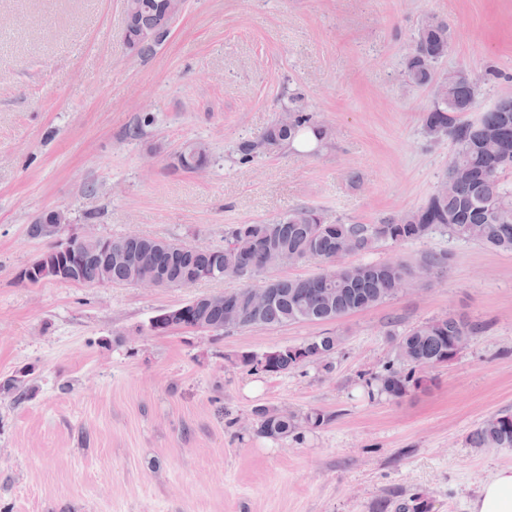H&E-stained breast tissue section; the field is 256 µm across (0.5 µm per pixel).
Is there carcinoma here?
I'll return each instance as SVG.
<instances>
[{
	"label": "carcinoma",
	"mask_w": 512,
	"mask_h": 512,
	"mask_svg": "<svg viewBox=\"0 0 512 512\" xmlns=\"http://www.w3.org/2000/svg\"><path fill=\"white\" fill-rule=\"evenodd\" d=\"M137 23L123 30V41L137 40L143 31L156 38L143 44L139 54L152 52L171 29L163 0H125ZM451 31L443 19L430 15L420 25L414 44L402 63L408 83L429 87L433 102L422 114L423 127L433 137H446L455 147L443 179L452 181L446 191L435 190L417 209L377 224H347L330 220L314 207L296 208L288 215L258 224H230L221 246L186 248L183 243L149 237L109 238L112 262L96 246L79 247L71 256L48 252L57 262L67 263L71 282L97 284L106 278L114 285H135L152 272L167 279V286L195 284L207 275L251 279L267 270L270 254L291 255L298 262L317 261L322 272L307 278H275L264 287L273 290L268 303L251 309L246 298L251 288L224 293V303L212 304L197 297L182 305L181 328L206 326L217 334L230 329L276 326L290 323L334 322L344 316L381 304L399 294L404 278L418 275L431 280L448 271V254L429 252L411 265L402 260L349 266L336 264V243H351V253L372 250L381 241L414 242L434 232L476 241L489 248L512 252V185L503 173L512 169V97L497 100L479 119L462 114L475 108L478 91L455 70L437 73V63L448 55ZM288 123L275 119L255 139L237 145L239 160L248 163L259 154H269L289 145L306 129L318 132L320 140L331 139L329 127L314 120L305 98L295 93L287 105ZM207 143L189 141L170 156V167L183 174L210 164ZM479 326L459 315L447 314L414 326L395 338L396 361L389 362L367 382L369 393L397 401L421 389L426 380L419 372L448 362L456 349L465 348ZM343 337L334 332L313 336L299 345L267 351L265 364L246 352L238 362L255 371L284 374L306 365L329 372ZM332 415L313 410L301 416L288 411L262 408L256 411L253 432L272 440H299L306 429L320 428ZM473 448H512V411L503 410L483 420L468 435ZM429 512L428 502L417 497L383 499L379 512Z\"/></svg>",
	"instance_id": "1"
}]
</instances>
